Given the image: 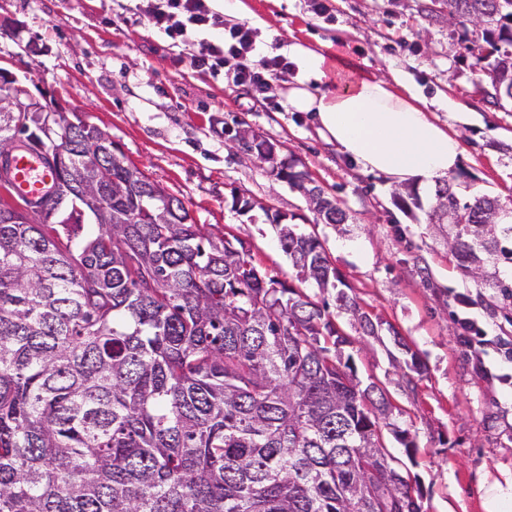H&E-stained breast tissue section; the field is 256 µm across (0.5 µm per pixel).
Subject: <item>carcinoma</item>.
I'll return each instance as SVG.
<instances>
[{
  "instance_id": "1",
  "label": "carcinoma",
  "mask_w": 512,
  "mask_h": 512,
  "mask_svg": "<svg viewBox=\"0 0 512 512\" xmlns=\"http://www.w3.org/2000/svg\"><path fill=\"white\" fill-rule=\"evenodd\" d=\"M494 22L496 101L512 89V0H451L448 23ZM17 135L66 189L44 203L62 224L0 199V512H424L377 440L392 407L358 378L327 307L203 231L97 127L78 118L51 137L0 112V143ZM275 176L323 223L348 222L295 164ZM433 200L430 223L456 216L465 275L512 265L497 199L439 182ZM272 223L297 276L336 287L318 238ZM489 287L490 308L512 306V282ZM336 301L377 335L356 301Z\"/></svg>"
}]
</instances>
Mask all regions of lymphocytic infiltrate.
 Wrapping results in <instances>:
<instances>
[{
	"mask_svg": "<svg viewBox=\"0 0 512 512\" xmlns=\"http://www.w3.org/2000/svg\"><path fill=\"white\" fill-rule=\"evenodd\" d=\"M139 14L145 25L176 43L193 30H223L221 41L201 43L193 64L225 74L234 85L246 87L254 96H264L271 83L289 67L287 59L280 55L255 59L254 29L244 23L225 26L223 15L207 9L202 0H141Z\"/></svg>",
	"mask_w": 512,
	"mask_h": 512,
	"instance_id": "obj_1",
	"label": "lymphocytic infiltrate"
}]
</instances>
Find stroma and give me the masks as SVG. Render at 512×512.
<instances>
[{
	"mask_svg": "<svg viewBox=\"0 0 512 512\" xmlns=\"http://www.w3.org/2000/svg\"><path fill=\"white\" fill-rule=\"evenodd\" d=\"M226 25L245 23L257 34L258 56L287 55L299 42L327 59L317 87L333 91L362 76L398 78L455 132L463 156L450 179L462 198L490 196L512 208V101L489 103L487 61L462 54L461 41L481 44L482 27L448 21L446 0H239ZM139 0H0V69L29 98L55 96L105 131L152 182L182 200L202 229L241 239L268 275L328 305L350 337L362 380L382 384L393 419L413 441L414 455L391 430L383 439L394 466L407 472L425 512H485V487L512 467V387L498 375L512 360L482 347L486 373L458 341L457 293L488 336L512 339V307H486L491 290L464 276L428 212L404 206L378 174L364 172L326 141L310 113L288 110L283 92L297 71L272 82L265 98L228 84L192 64L210 31L172 43L143 26ZM322 12H315V5ZM279 147L347 210L345 224H323L303 195L277 180L269 165L235 148L239 123ZM252 203L247 211L236 198ZM280 213L297 233L319 238L341 289L300 280L283 252L268 213ZM345 291L373 321L375 336L356 332L336 306ZM403 346H396L395 338ZM415 354L420 371L404 368Z\"/></svg>",
	"mask_w": 512,
	"mask_h": 512,
	"instance_id": "obj_1",
	"label": "stroma"
}]
</instances>
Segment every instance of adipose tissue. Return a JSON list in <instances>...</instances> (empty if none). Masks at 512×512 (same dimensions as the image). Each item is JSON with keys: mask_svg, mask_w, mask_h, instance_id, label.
<instances>
[{"mask_svg": "<svg viewBox=\"0 0 512 512\" xmlns=\"http://www.w3.org/2000/svg\"><path fill=\"white\" fill-rule=\"evenodd\" d=\"M288 57L298 75L284 93L286 105L314 113L323 137L363 171L386 176L398 187H422L459 166L457 135L438 124L426 102L400 81L368 76L340 91H320L310 82L323 76L324 56L295 43Z\"/></svg>", "mask_w": 512, "mask_h": 512, "instance_id": "obj_1", "label": "adipose tissue"}]
</instances>
